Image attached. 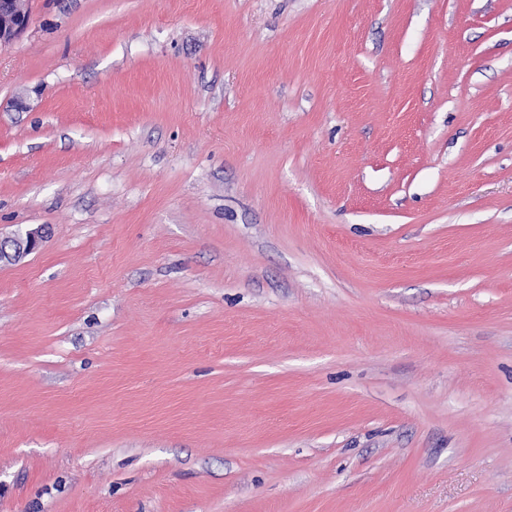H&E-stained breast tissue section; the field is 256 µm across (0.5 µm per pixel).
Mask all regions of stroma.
<instances>
[{
    "label": "stroma",
    "mask_w": 512,
    "mask_h": 512,
    "mask_svg": "<svg viewBox=\"0 0 512 512\" xmlns=\"http://www.w3.org/2000/svg\"><path fill=\"white\" fill-rule=\"evenodd\" d=\"M26 6L0 512H512V0ZM42 226L19 232L16 238L0 242V262L18 261L21 258L36 252L44 238ZM10 248V252L7 248Z\"/></svg>",
    "instance_id": "obj_1"
}]
</instances>
